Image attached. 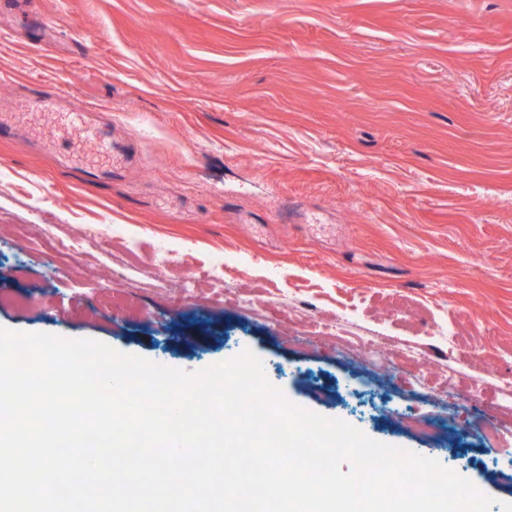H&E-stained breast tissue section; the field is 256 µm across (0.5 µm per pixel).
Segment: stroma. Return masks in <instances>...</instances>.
<instances>
[{
  "instance_id": "obj_1",
  "label": "stroma",
  "mask_w": 512,
  "mask_h": 512,
  "mask_svg": "<svg viewBox=\"0 0 512 512\" xmlns=\"http://www.w3.org/2000/svg\"><path fill=\"white\" fill-rule=\"evenodd\" d=\"M0 106L1 329L186 373L252 351L512 512V0H0ZM70 112L120 171L65 164ZM427 414L449 457L402 421ZM87 137L97 145L98 152L102 157L112 158V155H115L117 158H121L126 155V144L123 141L112 139L111 129L87 126Z\"/></svg>"
}]
</instances>
